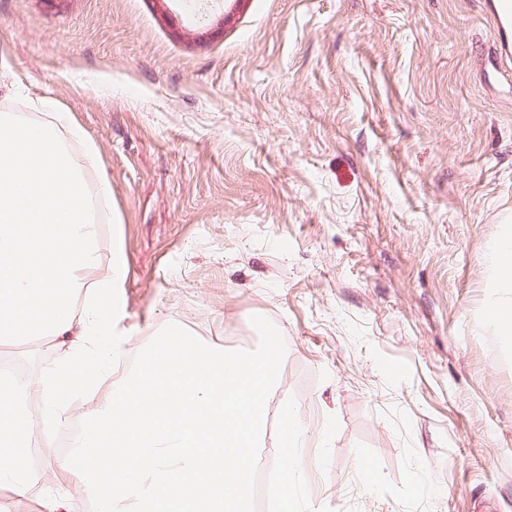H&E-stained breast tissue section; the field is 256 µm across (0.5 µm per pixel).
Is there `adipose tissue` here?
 I'll use <instances>...</instances> for the list:
<instances>
[{
    "label": "adipose tissue",
    "mask_w": 512,
    "mask_h": 512,
    "mask_svg": "<svg viewBox=\"0 0 512 512\" xmlns=\"http://www.w3.org/2000/svg\"><path fill=\"white\" fill-rule=\"evenodd\" d=\"M489 271L495 290L488 295L485 309L501 335H512V225L488 246Z\"/></svg>",
    "instance_id": "adipose-tissue-1"
}]
</instances>
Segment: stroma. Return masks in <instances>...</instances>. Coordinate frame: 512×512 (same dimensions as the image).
<instances>
[{"instance_id":"35a3bbf8","label":"stroma","mask_w":512,"mask_h":512,"mask_svg":"<svg viewBox=\"0 0 512 512\" xmlns=\"http://www.w3.org/2000/svg\"><path fill=\"white\" fill-rule=\"evenodd\" d=\"M485 0H0V101L46 97L100 154L126 357L174 323L287 351L300 512H512V337L484 301L512 218V61ZM27 377L48 340L5 344ZM370 457L368 484L355 468ZM64 489L58 459L29 499Z\"/></svg>"}]
</instances>
